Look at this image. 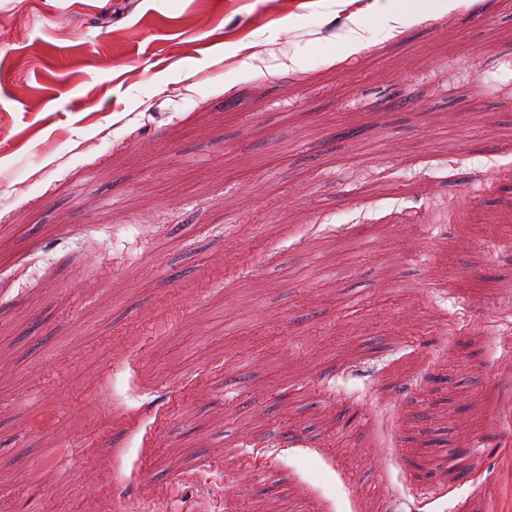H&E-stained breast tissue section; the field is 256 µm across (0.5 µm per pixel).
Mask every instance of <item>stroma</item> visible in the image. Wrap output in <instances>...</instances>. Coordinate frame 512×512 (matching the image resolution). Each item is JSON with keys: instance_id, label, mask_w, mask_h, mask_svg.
I'll list each match as a JSON object with an SVG mask.
<instances>
[{"instance_id": "stroma-1", "label": "stroma", "mask_w": 512, "mask_h": 512, "mask_svg": "<svg viewBox=\"0 0 512 512\" xmlns=\"http://www.w3.org/2000/svg\"><path fill=\"white\" fill-rule=\"evenodd\" d=\"M483 2L0 0L7 512H512Z\"/></svg>"}]
</instances>
